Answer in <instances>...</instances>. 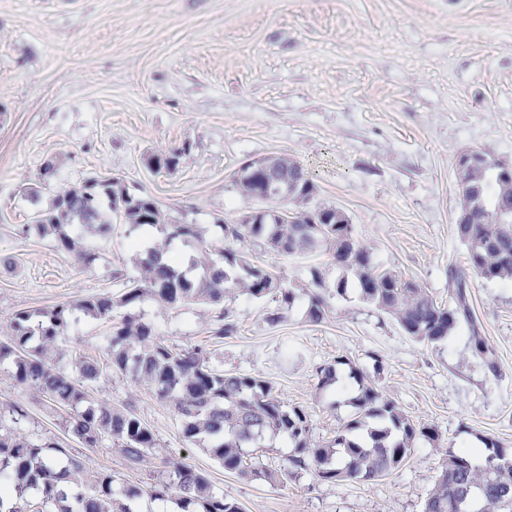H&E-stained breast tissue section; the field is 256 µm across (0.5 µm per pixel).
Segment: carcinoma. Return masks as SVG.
I'll return each instance as SVG.
<instances>
[{"label":"carcinoma","mask_w":512,"mask_h":512,"mask_svg":"<svg viewBox=\"0 0 512 512\" xmlns=\"http://www.w3.org/2000/svg\"><path fill=\"white\" fill-rule=\"evenodd\" d=\"M178 158L176 151H158L148 155L147 165L157 172L172 170ZM259 164L297 182L291 192L292 220L278 221L286 210L285 200L266 191L262 171L241 168L236 177L238 190L261 203V222L222 225V241L200 247L190 258V270L197 271L193 276L181 268L182 255L174 242L190 243L197 238L194 225L171 224L164 240L145 246L146 230L165 221L154 198L131 195L116 179H90L80 187L60 191L52 208L36 212L34 223L23 225L22 232L36 230L51 239L57 251L86 266L96 260L87 235L105 236L113 223L123 224L129 246L136 251V275L114 272V278L122 282L116 296L90 295L49 309L12 313L9 335L0 341V365L7 364L19 383L66 410L62 426L69 439L85 448H97L110 440L136 466L156 447V439L135 411L114 410L91 397V387L103 375L99 362L79 355L71 374L52 364L59 338L78 316L109 322V368L130 375L159 400L171 404L183 437L205 447L225 470L244 471L246 449L268 436L281 435L295 448L290 459L295 470H310L331 482L378 480L406 462L416 439L438 446L440 433L433 424L411 422L394 401L365 382L360 369L352 366L349 371V378L359 387L354 417L334 439L317 444L307 410L285 405L268 381L214 370L208 345L172 348L130 310L146 300L163 306L197 303L216 307L211 338L218 340L236 329L230 311L222 308L229 294L258 299L276 291L285 305H292L294 286L284 285L268 268L251 264L235 250L234 243L256 238L267 253L278 258L330 254L343 272L334 284L335 293L347 294L348 274H353L359 299L390 317L418 343L440 344L467 326L472 354L496 374L497 357L474 318L468 278L475 275L512 283V175H504L506 166L483 155L480 161L457 168L466 221L456 225V234L466 248V267L451 270L445 306L419 284L392 269L378 268L370 249L354 236L352 225L325 223L335 215L336 207L312 204L315 184L297 161L280 154L261 157ZM305 212L318 223L300 219L299 214ZM163 254L170 256V263H160ZM310 276L305 315L320 323L327 307L326 285L318 269H310ZM118 310L124 311L119 318L115 316ZM27 418L24 405L0 404V512H131L128 501L140 495L139 489L129 487L117 496L112 473L88 472L54 435L29 437L20 428ZM482 441L484 458L479 463L471 450H445L424 512H449L448 504L471 488L482 489L480 512H512L502 495L503 487L512 488V448L492 437ZM150 493L156 499L179 497L185 512H244L238 501L217 491L203 472L182 461H166L165 476L151 486Z\"/></svg>","instance_id":"carcinoma-1"}]
</instances>
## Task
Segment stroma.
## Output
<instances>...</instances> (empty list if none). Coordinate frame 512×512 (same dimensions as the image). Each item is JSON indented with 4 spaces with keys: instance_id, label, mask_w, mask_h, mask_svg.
Here are the masks:
<instances>
[{
    "instance_id": "1",
    "label": "stroma",
    "mask_w": 512,
    "mask_h": 512,
    "mask_svg": "<svg viewBox=\"0 0 512 512\" xmlns=\"http://www.w3.org/2000/svg\"><path fill=\"white\" fill-rule=\"evenodd\" d=\"M161 148L180 149L174 170L148 167ZM467 151L512 166V0H0V339L14 311L115 294L114 272H135L118 224L88 237L97 252L88 267L50 239L19 234L59 190L119 179L208 245L259 206L239 194V168L275 154L309 173L315 204L349 216L377 266L447 303L448 273L466 257L456 163ZM34 184L31 199L24 189ZM238 248L296 286L280 324L267 321L282 305L276 293L226 297L237 331L219 341L210 308L146 301L137 315L166 344H209L215 369L269 381L285 405L307 409L316 442L355 412L352 380L319 384V368L341 357L413 422L438 426L442 446L416 440L405 464L377 481L328 482L292 470V445L280 437L248 449L245 473L228 472L183 438L171 404L112 371L92 397L133 408L157 446L135 468L107 441L72 452L87 470L111 472L117 488H142L140 512H172V500L148 493L169 458L205 473L245 512H423L443 449L472 447L482 434L512 448V283L469 280L495 375L472 356L467 329L415 342L353 290L309 322L310 268L330 284L341 275L330 256L279 259L251 240ZM109 333L103 321H72L64 361L80 352L108 362ZM8 402L27 407L24 431L62 435L64 411L0 368Z\"/></svg>"
}]
</instances>
